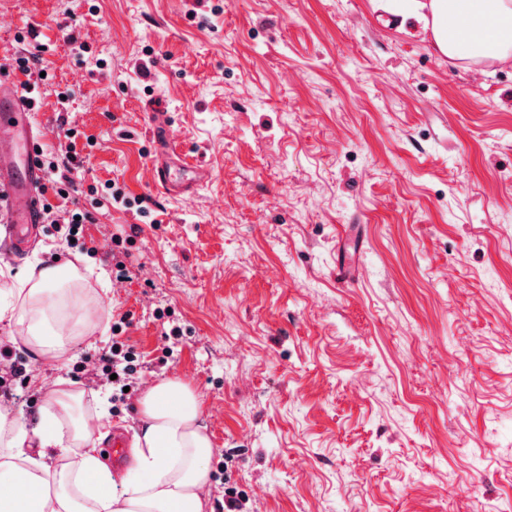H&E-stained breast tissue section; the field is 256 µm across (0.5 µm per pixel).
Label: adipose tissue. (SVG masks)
<instances>
[{
  "label": "adipose tissue",
  "mask_w": 512,
  "mask_h": 512,
  "mask_svg": "<svg viewBox=\"0 0 512 512\" xmlns=\"http://www.w3.org/2000/svg\"><path fill=\"white\" fill-rule=\"evenodd\" d=\"M409 13L452 58L512 60V0H379ZM79 271L48 264L16 279L0 302V322L17 327L35 361L68 360L73 339L59 326L60 309L75 303L76 323L92 328L90 297L73 293ZM87 393L57 380L36 426L0 408V512H206L203 491L214 448L201 423L200 398L177 377L159 379L139 401L133 465L113 475L98 453L112 427L89 413Z\"/></svg>",
  "instance_id": "1"
}]
</instances>
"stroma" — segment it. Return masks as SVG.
<instances>
[{"label":"stroma","mask_w":512,"mask_h":512,"mask_svg":"<svg viewBox=\"0 0 512 512\" xmlns=\"http://www.w3.org/2000/svg\"><path fill=\"white\" fill-rule=\"evenodd\" d=\"M31 29L39 145L83 160L55 217L94 221L85 249L46 224L19 258L0 221V272L84 266L104 324L12 379L15 415L36 425L60 377L111 394L90 369L118 340L139 368L112 422L133 432L152 381L194 389L213 512H512V64L443 56L377 0H0V57ZM151 112L210 172L191 196L157 193Z\"/></svg>","instance_id":"stroma-1"}]
</instances>
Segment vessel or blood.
I'll use <instances>...</instances> for the list:
<instances>
[{"mask_svg": "<svg viewBox=\"0 0 512 512\" xmlns=\"http://www.w3.org/2000/svg\"><path fill=\"white\" fill-rule=\"evenodd\" d=\"M4 98L11 99L12 107L0 113V136H6L8 142L7 147H0V188L10 196L12 247L15 253L22 254L36 239L43 222V172L36 149L34 101L12 81L0 76V100ZM149 119L154 127L153 169L157 189L167 196L192 195L206 181L207 169L176 153L164 113H151Z\"/></svg>", "mask_w": 512, "mask_h": 512, "instance_id": "1", "label": "vessel or blood"}]
</instances>
